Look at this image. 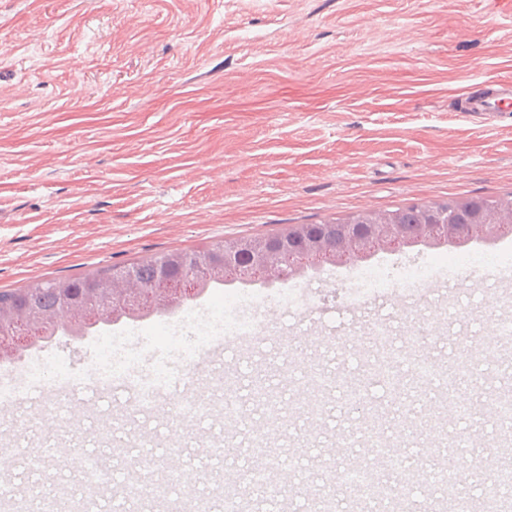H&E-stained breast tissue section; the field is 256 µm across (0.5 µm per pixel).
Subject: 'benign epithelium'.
Here are the masks:
<instances>
[{
    "label": "benign epithelium",
    "mask_w": 512,
    "mask_h": 512,
    "mask_svg": "<svg viewBox=\"0 0 512 512\" xmlns=\"http://www.w3.org/2000/svg\"><path fill=\"white\" fill-rule=\"evenodd\" d=\"M454 210L443 203L430 206L413 228L398 214L367 212L360 222L337 225L332 242L297 224L276 235L284 245L275 247L267 237L224 241L192 252H173L153 259L158 277L140 284L134 267L118 274L91 276L79 288L56 282L55 308L42 309L31 299L16 309L0 303V360L18 356L40 342H51L58 331L77 335L82 330L112 321L118 313L137 315L166 309L196 295L210 283L228 278L244 283L284 281L321 263L357 262L384 250L397 252L413 241L419 244H459L503 231V224L454 222Z\"/></svg>",
    "instance_id": "7a95c632"
}]
</instances>
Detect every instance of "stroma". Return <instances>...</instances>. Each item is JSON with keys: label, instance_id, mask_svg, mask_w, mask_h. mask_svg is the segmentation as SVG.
Masks as SVG:
<instances>
[{"label": "stroma", "instance_id": "1", "mask_svg": "<svg viewBox=\"0 0 512 512\" xmlns=\"http://www.w3.org/2000/svg\"><path fill=\"white\" fill-rule=\"evenodd\" d=\"M512 81V13L495 0H0V291L62 280L145 257L261 237L362 211H389L450 198L512 195V112L488 125L465 117L459 91ZM455 252L424 245L377 252L392 276L419 262L441 270ZM356 266L323 264L272 286L259 338L228 342L201 374L141 408L114 385L90 386L64 402L36 393L0 409V486L53 496L78 493L68 464L86 450L108 464L113 447L149 455L182 477L168 512L188 494L221 485L251 491L244 476L258 431L286 512H314L315 490L351 512L350 496L323 480V467L374 459L347 386L389 408L377 432L407 421L443 425L466 450L455 476L480 499L494 464L512 458L494 437L512 423L489 413L512 385V369L471 372L449 412L440 382L419 385L407 367L395 380L375 370L367 341L384 320L394 342L431 324L424 358L455 365L458 340L486 336L499 316L503 279L435 282V299L402 292L352 307ZM242 282L185 300L166 316L121 319L142 368L169 346L161 319L223 307ZM302 289L320 310L311 321L274 301ZM74 374L99 357L95 335L56 336L28 348ZM322 367L331 385L319 414L295 413L304 372ZM269 395L260 397L257 385ZM230 396L234 418L207 416L172 435L175 412L195 392ZM238 450L215 454L220 443ZM181 453H168L170 444Z\"/></svg>", "mask_w": 512, "mask_h": 512}]
</instances>
